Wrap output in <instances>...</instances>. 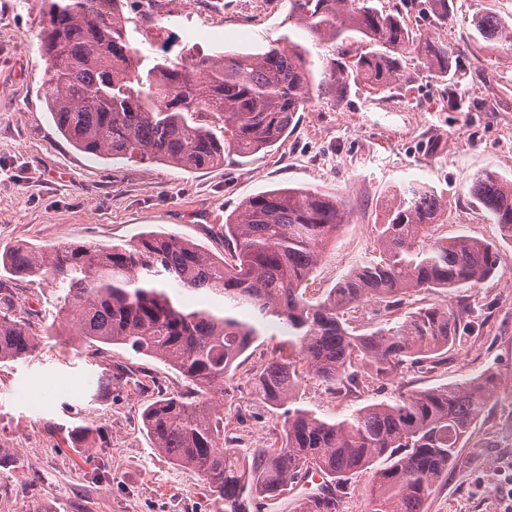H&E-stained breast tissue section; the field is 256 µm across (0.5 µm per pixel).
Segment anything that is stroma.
Masks as SVG:
<instances>
[{"label":"stroma","mask_w":512,"mask_h":512,"mask_svg":"<svg viewBox=\"0 0 512 512\" xmlns=\"http://www.w3.org/2000/svg\"><path fill=\"white\" fill-rule=\"evenodd\" d=\"M132 46L161 54L169 34H188L190 52L261 53L296 43L308 52L314 94L277 149L241 163L187 171L146 161L106 160L77 150L57 130L42 95L49 65L40 47L42 0H0V251L20 245L122 244L139 234L174 233L214 256L224 252L222 225L248 198L276 188L304 187L349 202L352 213L321 254L307 294L321 296L374 250V225L398 189L427 184L447 200L443 235L496 242L498 228L471 195L472 178L490 169L512 180V44L475 42V18L496 12L512 25V0H449L453 22L429 36L459 50L456 90L466 101L498 99L496 111H448L446 83L426 60L402 61L409 84L379 95L358 83L335 94L325 81L335 56L288 20V0H195L192 11L168 8L150 27L141 0H121ZM475 299L485 320L465 333L445 364L429 372L403 369L339 397L315 381L300 396L319 416L340 419L400 392L458 383L484 370L502 387L483 409L446 482L424 512H512V246L500 245L497 275L481 287L412 297L404 306ZM0 296L34 330L54 328L29 363H0V512H212L200 476L153 446L143 424L146 405L186 382L162 362L121 346L93 354L58 314L49 282L4 279ZM264 327L232 380L230 421L240 448L269 443L283 418L256 396L252 368L285 340ZM112 383L90 380L103 368ZM91 425L84 447H70L67 429Z\"/></svg>","instance_id":"35a3bbf8"}]
</instances>
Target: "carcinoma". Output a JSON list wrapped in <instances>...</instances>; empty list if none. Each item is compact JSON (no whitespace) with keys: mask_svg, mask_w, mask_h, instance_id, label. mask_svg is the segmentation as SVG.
Here are the masks:
<instances>
[{"mask_svg":"<svg viewBox=\"0 0 512 512\" xmlns=\"http://www.w3.org/2000/svg\"><path fill=\"white\" fill-rule=\"evenodd\" d=\"M89 0H50L41 50L54 60L43 98L59 132L78 150L109 159L159 162L188 171L224 166L276 146L305 109L312 81L306 51L277 45L257 54H194L181 61L132 47L118 0L93 10ZM290 14L337 55L332 86L348 79L378 94L400 79L405 55L448 73L454 49L412 28L399 11L373 0H290ZM474 41L512 39L494 11L474 23ZM473 196L502 242L512 244V180L483 170ZM350 206L306 188H281L244 201L224 224V257L172 233L144 232L127 244L19 246L0 271L46 277L72 335L90 346H124L153 357L192 385L143 411L154 448L195 469L214 512H261L299 477L332 478L296 501L294 512H339L350 480L371 472L370 512H423L448 478L483 408L501 386L486 370L463 383L401 392L341 420L303 406L306 378L341 397L387 380L408 365L442 360L478 318L471 303H432L357 334L350 323L368 301L387 310L419 293L476 288L497 273L495 244L467 235L439 237L441 195L413 183L393 196L375 225L378 256L367 257L322 296L305 284L320 249L349 224ZM204 292L221 304L190 309L183 296ZM276 317L292 339L252 373L258 399L281 411L280 438L236 448L224 404L237 360L259 331L236 313ZM23 316L0 310V363L27 360L40 347Z\"/></svg>","mask_w":512,"mask_h":512,"instance_id":"carcinoma-1","label":"carcinoma"}]
</instances>
